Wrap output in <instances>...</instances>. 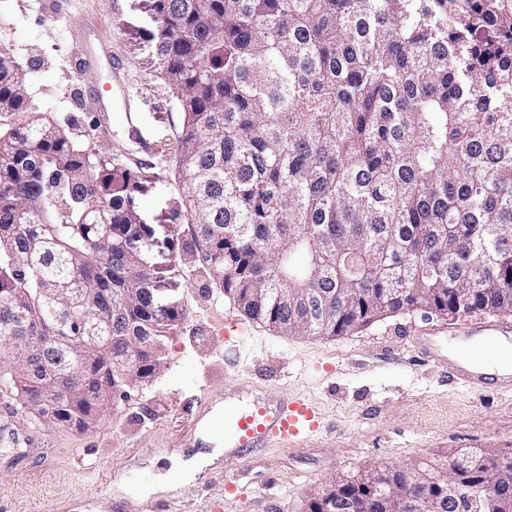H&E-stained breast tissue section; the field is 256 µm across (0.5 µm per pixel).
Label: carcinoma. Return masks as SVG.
Listing matches in <instances>:
<instances>
[{
	"label": "carcinoma",
	"mask_w": 512,
	"mask_h": 512,
	"mask_svg": "<svg viewBox=\"0 0 512 512\" xmlns=\"http://www.w3.org/2000/svg\"><path fill=\"white\" fill-rule=\"evenodd\" d=\"M153 79L180 113L168 220L243 315L343 336L394 314L512 313V0H148ZM149 180L33 106L0 48V400L34 425L79 421L159 368L181 316L149 289ZM279 288L270 297L258 293ZM120 303L110 321L74 307ZM39 325L48 376L19 337ZM102 336L103 349L86 343ZM464 485L512 512V455L467 453ZM430 512H462L417 469L374 470ZM338 476L306 512H404Z\"/></svg>",
	"instance_id": "carcinoma-1"
}]
</instances>
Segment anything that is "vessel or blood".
I'll use <instances>...</instances> for the list:
<instances>
[{
    "mask_svg": "<svg viewBox=\"0 0 512 512\" xmlns=\"http://www.w3.org/2000/svg\"><path fill=\"white\" fill-rule=\"evenodd\" d=\"M81 111L95 113L96 129H107L108 109L95 92L78 99ZM450 374L467 389L512 388V376L488 373L466 361L449 360ZM324 427L322 414L307 399L286 398L267 390H249L247 398L224 397V461L233 463L265 452L276 444L302 446Z\"/></svg>",
    "mask_w": 512,
    "mask_h": 512,
    "instance_id": "1",
    "label": "vessel or blood"
}]
</instances>
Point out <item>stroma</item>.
Segmentation results:
<instances>
[{
  "instance_id": "1",
  "label": "stroma",
  "mask_w": 512,
  "mask_h": 512,
  "mask_svg": "<svg viewBox=\"0 0 512 512\" xmlns=\"http://www.w3.org/2000/svg\"><path fill=\"white\" fill-rule=\"evenodd\" d=\"M93 23L92 47L120 63L132 91L113 101L111 129L95 131L91 113L74 99L83 89H106L109 63L75 70L70 25ZM154 22L144 0H0V44L17 49L30 66L31 91L42 110L73 115L75 136L102 152L135 155L150 178L142 207L155 228L157 262L176 284L166 303L185 312L166 332L161 367L150 385H133L107 406L87 431L29 428L0 403V432H18L21 452L0 441V507L5 512H305L310 496L336 476H357L393 465L418 469L447 462L452 451L512 452V393L470 392L448 376L449 348L472 356L477 344L459 335L471 316L444 321L417 312L384 318L345 336L285 335L240 319L224 334L234 302L215 288L202 263H174L169 244L190 239L192 227L167 219L176 195L173 133L180 115L151 79L152 49L140 36ZM138 138H131L130 126ZM442 327L437 360L416 358L419 330ZM260 386L308 399L325 427L307 448L274 445L262 456L228 467L215 458L193 463L217 432L207 409L212 391ZM234 482L228 494L225 482Z\"/></svg>"
}]
</instances>
